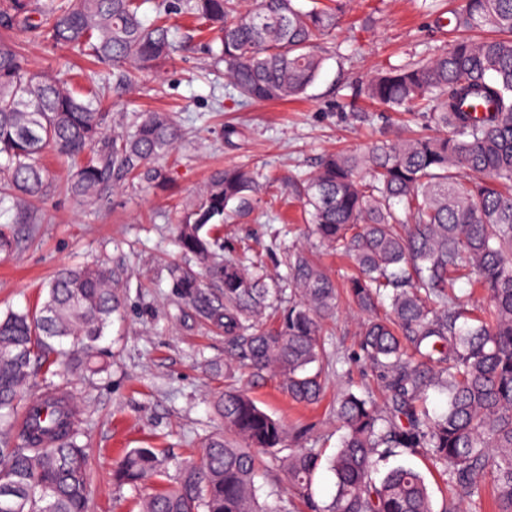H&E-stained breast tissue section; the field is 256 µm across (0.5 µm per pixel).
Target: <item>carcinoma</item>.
Masks as SVG:
<instances>
[{
	"instance_id": "cac0c4a2",
	"label": "carcinoma",
	"mask_w": 512,
	"mask_h": 512,
	"mask_svg": "<svg viewBox=\"0 0 512 512\" xmlns=\"http://www.w3.org/2000/svg\"><path fill=\"white\" fill-rule=\"evenodd\" d=\"M0 0V204L31 224L56 188L40 163L50 149L71 170L65 189L104 207L112 189L159 177L156 164L182 141L166 111L144 112L111 128L105 94L93 77L71 84L69 69L32 68L26 44L62 46L112 63V87L129 88L157 71L179 45L167 18L188 15L224 66L237 96L287 101L306 94L346 3L255 0ZM451 39L420 61L378 71L356 94L393 112L429 110L430 125L408 138L383 136L365 152L340 151L290 186L317 243L350 258L352 301L366 315L359 350L388 393L383 407L366 394L342 393L336 416L344 434L330 457L292 448L283 423L244 390L225 385L216 413L235 440L209 437L196 462L176 463L158 448H132L112 473L119 487L155 480L160 489L140 512H294L293 501H260L257 478L269 457L309 512H436L424 476L397 464L375 478L381 462L408 453L440 467L452 489L479 509L491 486L497 512H512V0H457L448 10ZM491 36H480L484 30ZM257 180L243 167L211 175L178 220L182 249L201 271L171 267L173 287L201 318L224 329L232 378L240 367L264 372L297 403L316 402L327 356L323 321L336 315L337 284L301 250H288V288H271L262 265L245 267L221 254L212 229L249 215ZM482 291L478 306L455 292L459 280ZM288 296L275 330L264 327L274 301ZM119 311L118 279L103 265L64 269L47 284L39 307L0 315V512L18 496L24 512H89L91 458L67 389L45 381L69 361L97 375L96 343ZM447 393L430 415L429 386ZM334 476L329 503L315 501L322 463ZM175 474H170V470Z\"/></svg>"
}]
</instances>
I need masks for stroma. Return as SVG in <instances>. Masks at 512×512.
I'll return each instance as SVG.
<instances>
[{
    "instance_id": "stroma-1",
    "label": "stroma",
    "mask_w": 512,
    "mask_h": 512,
    "mask_svg": "<svg viewBox=\"0 0 512 512\" xmlns=\"http://www.w3.org/2000/svg\"><path fill=\"white\" fill-rule=\"evenodd\" d=\"M172 24L184 46L157 75L118 94L105 107L128 123L149 109L173 112L184 132L182 146L162 160V178L112 191L107 207L84 205L52 191L39 205L34 224L15 221L11 204L0 206V232L14 240L0 254V314L35 308L47 284L64 268L105 263L119 278L121 311L102 341L111 357L106 372L69 379L91 453L90 512H139L158 485L116 487L112 469L125 450L160 448L176 460L199 457L206 440L223 431L213 401L226 380L212 363L226 357L224 333L198 318L172 286V264H193L178 240L179 211L226 165L252 169L262 206L223 225L225 255L261 256L269 286L285 285L289 247L310 249L309 228L298 205L285 203L289 180L315 170L338 150H363L380 131L405 135L428 123L419 112H387L365 99L344 108L355 82L406 58L428 57L447 43L422 0H349L346 14L327 43L328 60L304 99L240 102L223 71L213 69L188 20ZM361 316L340 296L336 319L324 326L328 353L325 389L313 404L293 402L270 374L240 369L236 378L256 403L279 418L303 446L332 455L343 434L336 398L345 389L370 390L377 402L387 393L377 373L354 354ZM345 357L337 368V357Z\"/></svg>"
}]
</instances>
